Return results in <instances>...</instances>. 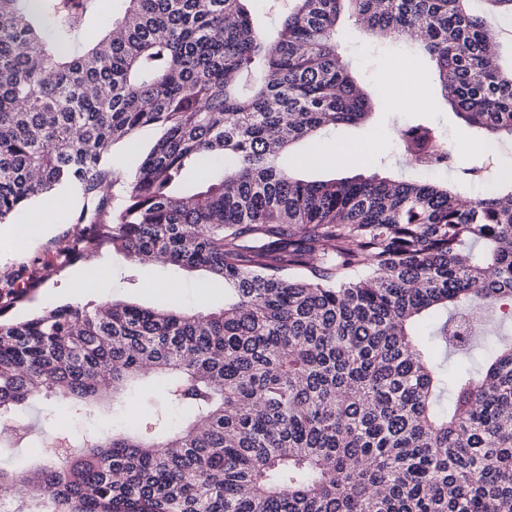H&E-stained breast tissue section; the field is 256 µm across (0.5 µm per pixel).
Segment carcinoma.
Masks as SVG:
<instances>
[{
  "label": "carcinoma",
  "mask_w": 512,
  "mask_h": 512,
  "mask_svg": "<svg viewBox=\"0 0 512 512\" xmlns=\"http://www.w3.org/2000/svg\"><path fill=\"white\" fill-rule=\"evenodd\" d=\"M0 0V224L84 199L62 263L103 251L202 270L224 308L48 305L0 320V420L37 401L91 415L34 474L0 469L9 512H512V179L309 180L280 155L375 111L336 46L354 20L416 45L454 115L512 141V0ZM155 133L150 146L139 135ZM405 161L450 167L435 128ZM122 146L136 167L111 163ZM194 170L195 190L183 189ZM0 280V317L42 286ZM178 413L121 430L145 383ZM289 0H257L253 5L256 18L266 29L272 28L288 10Z\"/></svg>",
  "instance_id": "carcinoma-1"
}]
</instances>
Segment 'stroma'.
Returning <instances> with one entry per match:
<instances>
[{
    "label": "stroma",
    "mask_w": 512,
    "mask_h": 512,
    "mask_svg": "<svg viewBox=\"0 0 512 512\" xmlns=\"http://www.w3.org/2000/svg\"><path fill=\"white\" fill-rule=\"evenodd\" d=\"M336 45L360 85L374 99L376 109L370 121L327 129L319 135V142L373 143V153L356 168L358 174L369 176L395 171L412 177L416 171L400 155L396 131L407 124L424 123L435 127L455 147V166L445 170V178H455L459 169L480 164L484 155L475 148L476 135L457 122L433 80H425L415 87L402 81L384 83V75L400 69L403 57L408 56L404 43L368 35L355 22L347 21L337 30ZM82 205L80 193H62L53 208L54 225L50 231L32 233L22 252L0 250V278L34 258L44 265V288L39 289L26 306L13 310V317L28 316L46 302L98 304L122 299L142 306H156L171 299L192 310L223 306V288L210 284L201 273L169 266L134 265L117 254L101 255V262L108 266L107 272L80 280L78 274L87 267V260L63 266L59 263L58 251L73 234L74 221Z\"/></svg>",
    "instance_id": "obj_1"
}]
</instances>
